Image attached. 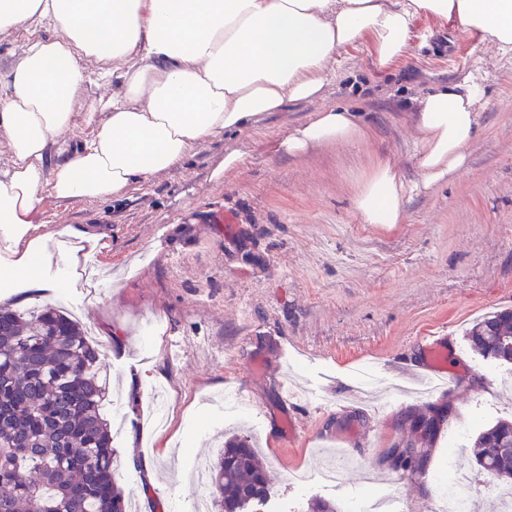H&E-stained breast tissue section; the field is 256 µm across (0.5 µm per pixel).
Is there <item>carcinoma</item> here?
Returning <instances> with one entry per match:
<instances>
[{"instance_id":"1","label":"carcinoma","mask_w":512,"mask_h":512,"mask_svg":"<svg viewBox=\"0 0 512 512\" xmlns=\"http://www.w3.org/2000/svg\"><path fill=\"white\" fill-rule=\"evenodd\" d=\"M478 354L512 364V310L485 314L466 330ZM101 352L62 311L0 305V512H127L130 495L112 473V435ZM401 468L423 473L427 449L409 439ZM476 465L512 485V420L473 441ZM221 512H247L270 494L267 468L250 440L224 442L210 467Z\"/></svg>"}]
</instances>
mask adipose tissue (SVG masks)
<instances>
[{
    "mask_svg": "<svg viewBox=\"0 0 512 512\" xmlns=\"http://www.w3.org/2000/svg\"><path fill=\"white\" fill-rule=\"evenodd\" d=\"M425 13L478 32L512 53V0H0V31L27 25L20 62L0 76V133L12 163L0 172V265L17 303L57 288L42 268L78 270V252L53 254L31 235L42 193L103 201L132 182L186 161L191 147L246 127L290 101L320 96L337 51L364 35L387 67L408 48L410 27ZM113 66L89 75L86 57ZM120 78L121 93L94 101L85 121L95 133L56 163L42 162L72 121L76 94L89 79ZM479 77L429 94L419 126L425 136L424 185L459 173L478 133ZM368 130L351 113H315L282 143L301 155L330 142L360 143ZM407 189L394 167L378 163L356 197L366 223L399 224Z\"/></svg>",
    "mask_w": 512,
    "mask_h": 512,
    "instance_id": "obj_1",
    "label": "adipose tissue"
}]
</instances>
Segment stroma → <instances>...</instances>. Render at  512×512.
Masks as SVG:
<instances>
[{
	"instance_id": "1",
	"label": "stroma",
	"mask_w": 512,
	"mask_h": 512,
	"mask_svg": "<svg viewBox=\"0 0 512 512\" xmlns=\"http://www.w3.org/2000/svg\"><path fill=\"white\" fill-rule=\"evenodd\" d=\"M322 95L290 102L240 130L194 148L184 164L130 185L109 201L44 191L39 221L107 235L89 254L91 283L33 298L62 307L104 355L120 417L113 468L136 512H192L196 457H215L221 436H250L271 479L257 512H309L313 499L352 512L391 496L431 512L434 481L476 474L475 436L512 416V366L482 359L464 339L483 313L512 308V54L461 33L448 20L415 17L405 56L378 67L366 35L342 47ZM480 76L479 133L465 169L423 187L417 112L430 93ZM118 84L84 85L65 141L91 135L87 106ZM351 112L370 135L294 157L281 140L314 113ZM236 155L238 163L225 167ZM390 162L408 193L405 220L367 224L354 203L357 177ZM445 337L456 377L446 393L394 367L423 358L418 336ZM300 390L284 400L275 381ZM240 391L245 413L227 419L211 395ZM170 407L167 430L151 423L153 392ZM451 408L422 482L392 470L407 419ZM346 450L358 465L335 488L290 482L318 472L323 454Z\"/></svg>"
}]
</instances>
